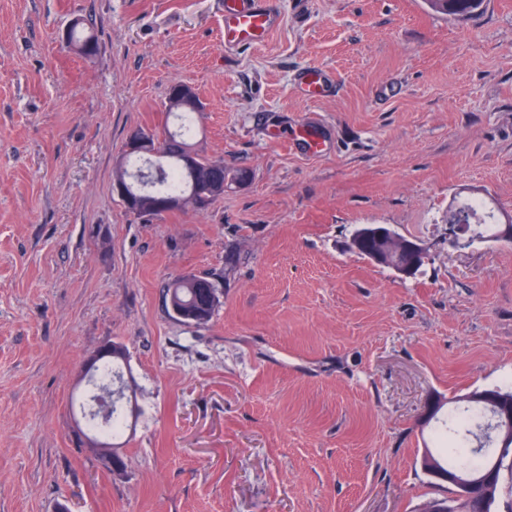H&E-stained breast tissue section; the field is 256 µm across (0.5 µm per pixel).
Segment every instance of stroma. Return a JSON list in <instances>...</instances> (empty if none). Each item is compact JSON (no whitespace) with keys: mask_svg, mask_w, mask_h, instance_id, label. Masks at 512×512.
Segmentation results:
<instances>
[{"mask_svg":"<svg viewBox=\"0 0 512 512\" xmlns=\"http://www.w3.org/2000/svg\"><path fill=\"white\" fill-rule=\"evenodd\" d=\"M274 5L228 49L224 0H0V512H420L446 493L430 399L512 385V242H448L455 197L512 214V0ZM77 17L93 57L62 41ZM175 82L199 151L249 180L143 218L116 164ZM364 224L425 244L416 274L350 251ZM203 273L220 307L176 321L165 286ZM113 342L142 411L119 476L70 406ZM483 0H427L430 7L451 17H464L477 11Z\"/></svg>","mask_w":512,"mask_h":512,"instance_id":"obj_1","label":"stroma"}]
</instances>
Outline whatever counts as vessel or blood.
<instances>
[{
    "instance_id": "b4317fda",
    "label": "vessel or blood",
    "mask_w": 512,
    "mask_h": 512,
    "mask_svg": "<svg viewBox=\"0 0 512 512\" xmlns=\"http://www.w3.org/2000/svg\"><path fill=\"white\" fill-rule=\"evenodd\" d=\"M279 21L271 0H224V42L254 46L273 32Z\"/></svg>"
}]
</instances>
